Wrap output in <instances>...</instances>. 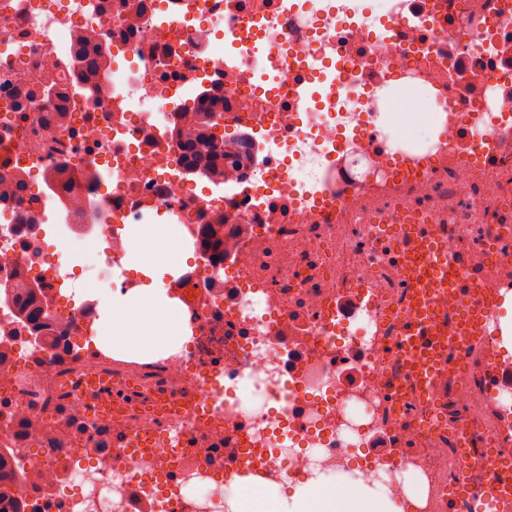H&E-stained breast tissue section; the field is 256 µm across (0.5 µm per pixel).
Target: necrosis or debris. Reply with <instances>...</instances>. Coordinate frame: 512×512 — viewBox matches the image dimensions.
Wrapping results in <instances>:
<instances>
[{"label":"necrosis or debris","instance_id":"obj_1","mask_svg":"<svg viewBox=\"0 0 512 512\" xmlns=\"http://www.w3.org/2000/svg\"><path fill=\"white\" fill-rule=\"evenodd\" d=\"M91 28L133 64L76 108L67 64ZM45 82L60 94L42 107L30 93ZM397 82L420 90L414 117L439 114L434 138L395 145L382 118ZM193 85L265 149L250 171L225 168L221 190L179 163ZM511 128L512 0H0V183L41 182L0 202V285L43 282L58 338L34 341L0 301V449L18 455L24 512H225V475L244 462L277 483L344 473L404 512H484L490 461L512 454ZM62 161L98 174L76 189L102 244L84 267L46 241L44 184ZM154 211L196 254L171 285L192 339L115 363L93 341L91 295L129 288L126 227ZM416 216L463 272L431 300L456 338L432 405L395 347L411 322L399 227ZM216 222L221 261L200 245ZM475 305L477 334L460 333ZM99 370L185 410L107 420L64 394L66 377Z\"/></svg>","mask_w":512,"mask_h":512}]
</instances>
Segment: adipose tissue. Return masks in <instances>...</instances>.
I'll use <instances>...</instances> for the list:
<instances>
[{
    "label": "adipose tissue",
    "mask_w": 512,
    "mask_h": 512,
    "mask_svg": "<svg viewBox=\"0 0 512 512\" xmlns=\"http://www.w3.org/2000/svg\"><path fill=\"white\" fill-rule=\"evenodd\" d=\"M129 235L135 246L126 267L143 283L94 293L95 341L115 358L151 362L180 352L192 337L182 304L163 286L165 276L181 273L186 255L180 225L133 224ZM226 503L228 512H404L381 488L319 472L289 492L279 483L238 477Z\"/></svg>",
    "instance_id": "adipose-tissue-1"
}]
</instances>
